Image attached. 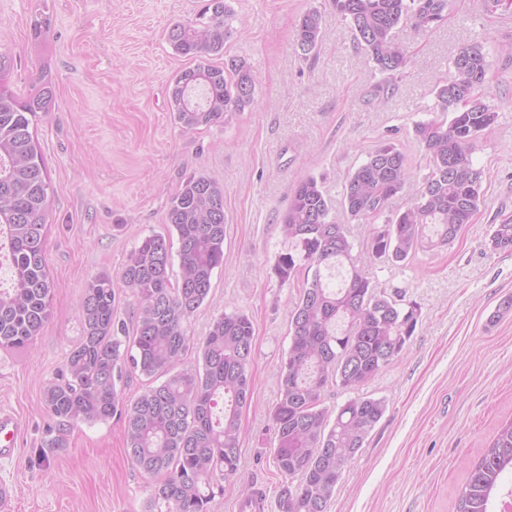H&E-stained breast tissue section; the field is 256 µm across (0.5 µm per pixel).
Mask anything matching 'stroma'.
I'll use <instances>...</instances> for the list:
<instances>
[{
  "mask_svg": "<svg viewBox=\"0 0 512 512\" xmlns=\"http://www.w3.org/2000/svg\"><path fill=\"white\" fill-rule=\"evenodd\" d=\"M231 34L207 63L245 62L252 103L183 131L170 88L191 59L167 40L195 21L203 0H0V81L19 96L50 77L55 101L33 134L51 188L46 261L55 283L48 323L23 352L0 349V408L22 421L18 451L0 460L14 484V512H146L154 479L125 450V419L58 428L43 391L60 377L81 336L79 305L91 277L118 274L142 239L167 232L170 198L191 176L224 188V263L188 329L204 339L222 313L254 327L251 404L242 413L240 463L219 480L209 512H233L243 489L264 492L277 512L285 477L274 459L271 411L291 345L290 316L305 277L280 283L272 267L292 189L317 177L333 201L377 146L404 153L411 188L428 160L413 136L433 118L434 88L457 50L478 43L490 62L486 101L498 114L472 151L484 202L448 246L403 262L372 258L370 227L350 224L352 255L378 290L419 310L401 356L360 390L385 412L336 487L329 512H457L472 464L512 419V252L486 246L493 225L512 222V0H451L442 21L401 28L402 71L374 69L328 0H225ZM321 14L316 54L296 48L302 15ZM47 15L35 43L31 24Z\"/></svg>",
  "mask_w": 512,
  "mask_h": 512,
  "instance_id": "1",
  "label": "stroma"
}]
</instances>
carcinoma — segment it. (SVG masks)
Returning <instances> with one entry per match:
<instances>
[{
    "label": "carcinoma",
    "mask_w": 512,
    "mask_h": 512,
    "mask_svg": "<svg viewBox=\"0 0 512 512\" xmlns=\"http://www.w3.org/2000/svg\"><path fill=\"white\" fill-rule=\"evenodd\" d=\"M356 46L382 73L404 70L410 56L397 41L409 24L426 30L442 20L445 0H330ZM200 26L175 24L168 31L174 50L188 58L224 51L231 14L224 0H205ZM322 39L320 15L303 14L296 46L311 54ZM487 55L478 43L458 49L452 75L436 85L437 115L414 125L429 172L402 212L370 233L372 257L404 261L418 249L450 244L472 222L484 202L483 173L472 161L477 139L497 119L481 94L488 83ZM254 81L235 59L222 67L202 62L182 70L171 101L175 118L188 131L240 112L253 100ZM51 82L20 98L0 83V255L10 268V285L0 287V348L23 350L40 335L49 315L54 283L45 258L44 213L49 176L30 126L50 111ZM404 155L384 144L347 179L341 207L348 221L373 224L389 201L405 190ZM167 234L145 237L129 255L118 280L136 301V327L126 336L117 321L112 275L100 273L86 285L80 303L82 336L70 350L66 376L44 389V403L62 426L106 421L125 415L126 450L143 472L158 478L150 499L158 512H208L211 481L236 473L241 409L251 402L247 367L254 327L239 313L213 319L197 344L185 323L209 298L211 279L224 264V188L205 176L187 179L171 198ZM288 250L273 267L286 283L300 270L312 271L291 313L292 342L272 417L275 463L300 483L283 485L278 512H327L348 464L382 417L380 399L352 397L335 414L321 407L325 388L355 391L397 359L417 324V309L376 291L352 256L346 225L336 205L313 176L300 178L281 225ZM179 244V275L171 279L172 239ZM493 250H512V224H496ZM194 369H182L189 352ZM130 366L165 381L133 400L119 387ZM512 474V422L472 467L459 512H490L504 477Z\"/></svg>",
    "instance_id": "cac0c4a2"
}]
</instances>
